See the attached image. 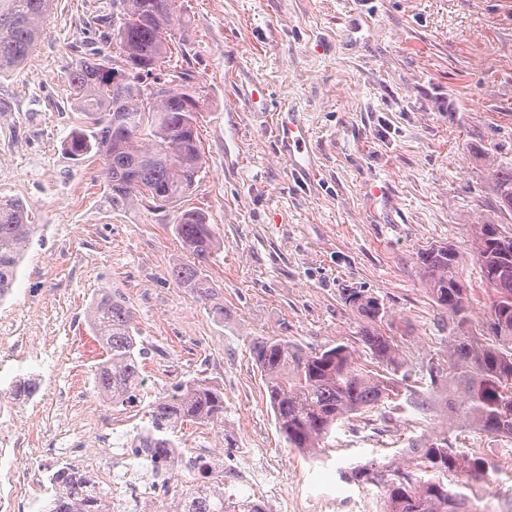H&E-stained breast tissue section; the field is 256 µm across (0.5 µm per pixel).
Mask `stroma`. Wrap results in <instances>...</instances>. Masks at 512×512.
Returning a JSON list of instances; mask_svg holds the SVG:
<instances>
[{"label":"stroma","mask_w":512,"mask_h":512,"mask_svg":"<svg viewBox=\"0 0 512 512\" xmlns=\"http://www.w3.org/2000/svg\"><path fill=\"white\" fill-rule=\"evenodd\" d=\"M112 0H57L24 68L0 77V197L26 206L34 233L0 317L37 327L41 358L0 337V372L33 375L38 393L14 401L15 421L40 436L52 395L79 393L89 433L129 443L146 426L140 407L97 394L102 348L85 312L100 289L119 290L147 352L148 400L202 373L224 393L223 429L184 425L181 450L224 461V493L263 512H381V488L350 480L374 461H400L408 439L439 429L435 413L404 405L388 422L337 424L309 457L279 434L254 337L306 351L350 346L361 317L341 300L357 287L394 320L413 380L448 352L416 270L419 248L455 247L481 327L487 293L472 251L476 225L512 230L497 208L490 169L512 166V0H178L176 69L189 71L207 109L205 169L184 204L203 209L221 247L207 273L224 303L216 321L169 277L184 252L142 206L112 210L97 164L62 151L74 110L65 80L75 50L96 41L89 17ZM296 114L310 132L311 167L296 175L275 123ZM486 461L466 493L481 512H512V441L467 435Z\"/></svg>","instance_id":"1"}]
</instances>
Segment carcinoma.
I'll return each mask as SVG.
<instances>
[{
	"instance_id": "carcinoma-1",
	"label": "carcinoma",
	"mask_w": 512,
	"mask_h": 512,
	"mask_svg": "<svg viewBox=\"0 0 512 512\" xmlns=\"http://www.w3.org/2000/svg\"><path fill=\"white\" fill-rule=\"evenodd\" d=\"M112 5L116 16L88 20L105 29L103 46L77 54L66 74L74 109L92 121L73 127L62 150L81 163L91 158L100 162L112 209L139 204L162 214L161 221L172 225L187 253L170 268V278L222 322L224 303L205 274L220 241L204 211L177 206L205 167L198 127L206 103L191 84V74L173 76L167 67L176 0H112ZM52 6L53 0H0V76L28 60L45 34ZM114 44L126 64L117 76L109 67ZM149 84L165 89L147 109L142 93ZM492 177L499 211L512 213V168L499 166ZM33 229L20 201L0 198V300L13 288ZM473 249L489 291L485 339L472 328L471 289L460 272L458 252L431 243L416 253L418 273L448 318V356L428 366L429 383L435 390L446 378L448 390L436 398L413 391L410 400L422 410L441 412L446 431L410 439L405 460L395 467L370 462L352 471L357 481L385 490L383 512H479L465 493L421 473L454 471L463 476V487L483 479L484 462L456 450L448 437L452 429L512 440V232L479 224ZM345 303L363 317L357 336L377 363L373 369L359 364L347 345L313 353L272 338L256 337L250 344L279 433L288 447L311 456L342 421L375 413L384 422L390 419L387 402L402 392L393 378L403 366L393 320L377 298L362 290H349ZM86 321L106 353L94 370L100 395L114 405L143 403L144 351L124 295L102 291L86 310ZM145 417L149 426L134 436V447L149 448L152 461H163L177 447V429L184 424L224 427L223 392L207 379L193 377L146 404ZM185 469L194 480L170 512H265L249 503L227 502L224 476L203 458L189 457ZM50 481L53 495L44 512H112L111 492L87 475L62 467Z\"/></svg>"
}]
</instances>
